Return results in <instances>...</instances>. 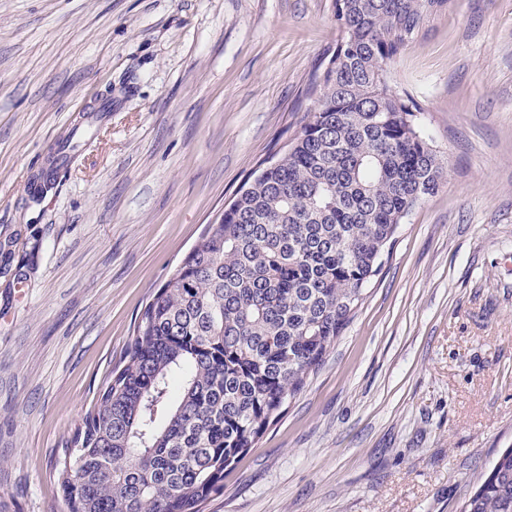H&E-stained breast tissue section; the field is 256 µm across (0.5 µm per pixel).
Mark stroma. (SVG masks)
Instances as JSON below:
<instances>
[{"mask_svg": "<svg viewBox=\"0 0 512 512\" xmlns=\"http://www.w3.org/2000/svg\"><path fill=\"white\" fill-rule=\"evenodd\" d=\"M332 3L0 0V512H65L63 437L152 292L300 133ZM389 76L447 179L203 512H460L512 447V0H451Z\"/></svg>", "mask_w": 512, "mask_h": 512, "instance_id": "stroma-1", "label": "stroma"}]
</instances>
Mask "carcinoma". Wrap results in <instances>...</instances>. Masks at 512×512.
Segmentation results:
<instances>
[{"label": "carcinoma", "mask_w": 512, "mask_h": 512, "mask_svg": "<svg viewBox=\"0 0 512 512\" xmlns=\"http://www.w3.org/2000/svg\"><path fill=\"white\" fill-rule=\"evenodd\" d=\"M449 0H334L309 121L208 224L61 441L67 512H202L347 328L447 168L388 66ZM461 512H512V448Z\"/></svg>", "instance_id": "cac0c4a2"}]
</instances>
